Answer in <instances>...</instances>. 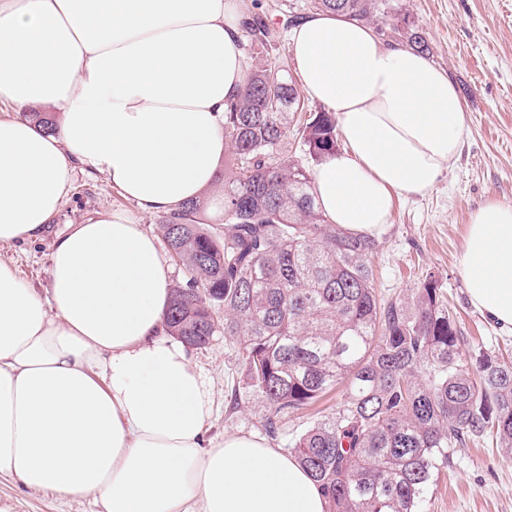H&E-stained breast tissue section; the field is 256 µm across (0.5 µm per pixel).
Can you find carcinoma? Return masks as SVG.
Instances as JSON below:
<instances>
[{
	"mask_svg": "<svg viewBox=\"0 0 512 512\" xmlns=\"http://www.w3.org/2000/svg\"><path fill=\"white\" fill-rule=\"evenodd\" d=\"M311 6L369 24L398 14L392 0ZM244 30L251 45L270 41L258 18ZM300 110L288 70L276 64L250 69L243 93L225 104L233 165L224 234L197 223L198 202L164 217L171 257L190 274L172 287L166 324L192 348L220 331L237 341L250 385L272 411L271 434L279 415L345 385L343 402L293 438L291 453L329 512H422L450 450L489 436L512 454V361L485 356L473 371L432 275L407 299H378L377 241L329 223L310 172L280 152L289 115ZM295 133L313 160L336 152L332 112Z\"/></svg>",
	"mask_w": 512,
	"mask_h": 512,
	"instance_id": "cac0c4a2",
	"label": "carcinoma"
}]
</instances>
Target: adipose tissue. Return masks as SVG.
<instances>
[{
	"instance_id": "1",
	"label": "adipose tissue",
	"mask_w": 512,
	"mask_h": 512,
	"mask_svg": "<svg viewBox=\"0 0 512 512\" xmlns=\"http://www.w3.org/2000/svg\"><path fill=\"white\" fill-rule=\"evenodd\" d=\"M289 50L346 145L315 168L317 200L331 223L377 231L458 155V89L340 15L299 21ZM247 73L235 0H0V105L62 113L53 133L0 118V244L39 237L80 165L143 212L201 200ZM462 272L473 306L512 326V205L471 217ZM170 288L156 238L125 211L58 238L45 290L0 260V477L101 512H327L263 438L205 445L212 387L167 332Z\"/></svg>"
}]
</instances>
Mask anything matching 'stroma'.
Wrapping results in <instances>:
<instances>
[{"label": "stroma", "mask_w": 512, "mask_h": 512, "mask_svg": "<svg viewBox=\"0 0 512 512\" xmlns=\"http://www.w3.org/2000/svg\"><path fill=\"white\" fill-rule=\"evenodd\" d=\"M397 3L412 31L425 40L429 60L458 88L466 129L459 155L436 185L425 195L397 199L390 223L376 232V292L385 299L403 298L426 276H435L471 358L483 353L512 357V328L473 307L461 267L472 214L491 199L512 204V0ZM237 8L243 20L261 18L273 34L270 43L249 50L251 64L291 66L288 34L311 13L310 0H237ZM115 210L135 214L147 232L158 234L161 215L138 212L101 176L77 172L42 237L0 249V259L10 262L24 283L46 288L54 241L85 218ZM193 355L213 387L207 441L252 434L284 451L294 435L317 419L314 407L291 413L278 419L275 433H268V408L249 383L236 342L219 334ZM0 497L11 498L16 512H92L88 502L24 490L5 477H0ZM423 512H512V456L488 439L450 451L429 485Z\"/></svg>", "instance_id": "35a3bbf8"}]
</instances>
